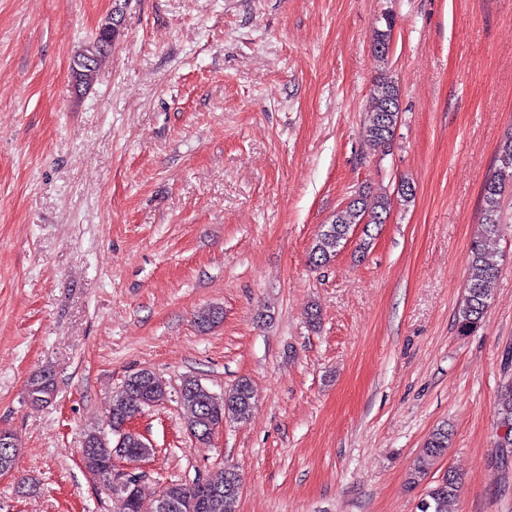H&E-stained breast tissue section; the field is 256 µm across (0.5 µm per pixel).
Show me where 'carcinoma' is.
<instances>
[{
  "label": "carcinoma",
  "instance_id": "cac0c4a2",
  "mask_svg": "<svg viewBox=\"0 0 512 512\" xmlns=\"http://www.w3.org/2000/svg\"><path fill=\"white\" fill-rule=\"evenodd\" d=\"M127 4L128 0H112V15L105 17L99 26V35L84 42L75 52L71 71L80 90L91 89L99 71L107 63L112 47L123 31ZM391 28L392 21L388 19L386 29L375 32L374 50L381 59L387 57ZM398 118L399 89L394 82L383 79L370 101L368 121L364 127L365 141L373 147L389 144ZM497 162V174L485 179L482 185V221L469 246L468 279L456 318L457 332L461 336L472 334L481 324L491 303V284L499 272V264L489 251V243L502 232L501 197L506 183L512 182V138L502 145ZM391 207L392 200L387 195L358 194L344 209L336 212L330 223L323 225L311 249V263L317 267L328 264L354 225L381 224L389 216ZM221 318V309L209 307L199 312L197 325L205 329ZM141 373L143 376L140 378L128 376L112 396L107 409L106 429L92 427L84 434L87 450L82 454V463L91 475L103 482L108 481L109 463L113 456L121 455L131 462L144 449L141 437L122 435L125 418L160 405L171 397L166 383L153 372L143 369ZM183 382L188 387L176 394L177 401L186 424L193 428L194 436L200 442L209 440V431L216 425L248 417L255 404L254 387L247 378L238 380L219 397L208 386H200L190 377L184 378ZM48 388H55L54 374L49 370L34 374L26 384L27 400L32 405L39 404L37 396L45 394ZM498 424L501 428H508V439L512 440V381L504 383L498 394ZM450 436L446 424L428 435L410 471V486L420 485L426 478L428 466L448 452ZM460 485L459 475L447 471L434 484L426 486L417 504V512H455ZM241 487V474L227 468L207 480L205 485L198 479L190 483L174 481L170 483L168 495L177 503L173 512H234Z\"/></svg>",
  "mask_w": 512,
  "mask_h": 512
}]
</instances>
